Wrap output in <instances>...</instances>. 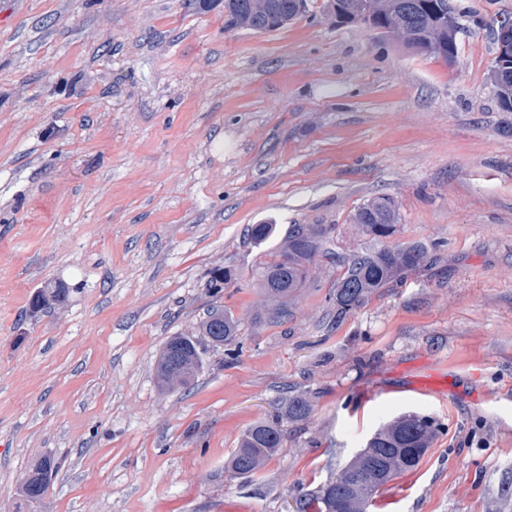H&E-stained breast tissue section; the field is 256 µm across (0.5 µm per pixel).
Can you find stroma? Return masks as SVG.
<instances>
[{"label": "stroma", "mask_w": 512, "mask_h": 512, "mask_svg": "<svg viewBox=\"0 0 512 512\" xmlns=\"http://www.w3.org/2000/svg\"><path fill=\"white\" fill-rule=\"evenodd\" d=\"M451 4L484 24L448 64L329 0L270 32L225 28L224 0H0V512H293L411 413L440 431L368 512H512V112L489 79L512 0ZM380 194L389 245L440 263L342 320L327 263L288 319L255 322L252 272L289 228L351 250ZM252 224L276 232L258 245ZM215 306L240 322L237 359L201 333ZM177 335L202 366L164 391ZM291 391L309 420L254 476L226 471Z\"/></svg>", "instance_id": "1"}]
</instances>
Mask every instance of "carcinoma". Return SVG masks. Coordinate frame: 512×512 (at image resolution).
<instances>
[{"label": "carcinoma", "instance_id": "carcinoma-1", "mask_svg": "<svg viewBox=\"0 0 512 512\" xmlns=\"http://www.w3.org/2000/svg\"><path fill=\"white\" fill-rule=\"evenodd\" d=\"M443 2L445 0H332L333 7L345 13L355 8L373 12V27L392 24L394 31L418 53L446 62L455 57L457 45L454 32L448 30V20L438 13ZM302 14L298 0H224V24L232 28L268 27L275 31ZM490 78L497 88L499 104H512V76L503 84L493 71ZM352 223L364 242L349 252H337L328 246L327 228L321 224L292 225L275 260L255 270L256 286L262 296V309L256 313V321L288 317L294 293L310 276V265L318 258L341 268L329 294L338 320L361 307L378 290L439 260L437 254L422 244H385V239L396 233L398 223V209L390 197L367 200L352 216ZM275 231L274 224H253L248 229V237L260 244ZM66 295L65 288H55L48 294L42 291L33 299L32 307L39 309L49 300L61 301ZM202 329L208 337L220 332L226 344L235 342L239 335L238 321L227 311L220 320L215 319V313H210ZM201 363L197 343L187 336L185 345L174 348L170 357L159 356L158 384L163 388L188 386ZM312 411L313 405L306 395L288 397L283 402L282 415L259 421L243 433L227 461L228 469L242 477L255 475L283 448V423L303 422ZM438 431L439 425L425 415L405 414L387 422L366 442L361 455L349 461L334 480L315 494L298 496L297 512H359L358 501L364 489L386 486L398 474L416 468L423 457L419 452L401 467L397 463V450L427 449ZM43 467L41 460L30 469L36 480L32 488L22 491L28 502L39 499L42 482L37 476Z\"/></svg>", "mask_w": 512, "mask_h": 512}]
</instances>
